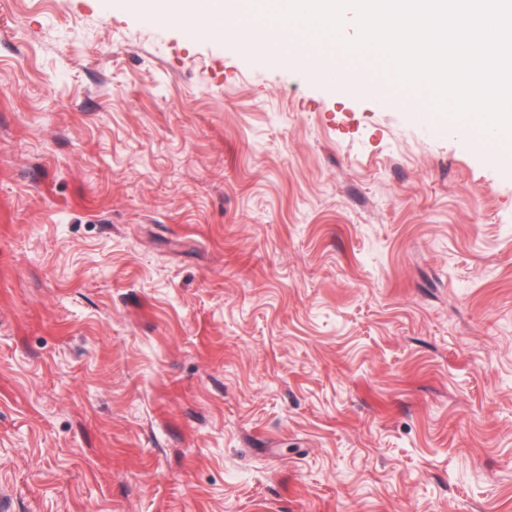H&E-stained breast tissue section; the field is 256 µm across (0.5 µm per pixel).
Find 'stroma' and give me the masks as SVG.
<instances>
[{
  "label": "stroma",
  "instance_id": "1",
  "mask_svg": "<svg viewBox=\"0 0 512 512\" xmlns=\"http://www.w3.org/2000/svg\"><path fill=\"white\" fill-rule=\"evenodd\" d=\"M130 0H0L7 512H512V160Z\"/></svg>",
  "mask_w": 512,
  "mask_h": 512
}]
</instances>
